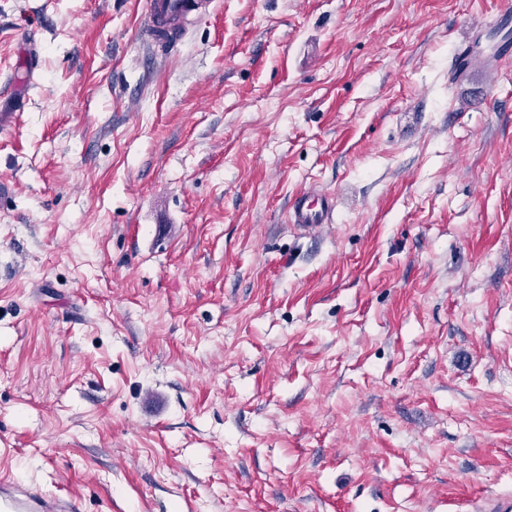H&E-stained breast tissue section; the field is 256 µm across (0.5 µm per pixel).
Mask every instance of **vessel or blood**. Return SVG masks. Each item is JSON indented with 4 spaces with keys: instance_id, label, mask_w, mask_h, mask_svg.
Masks as SVG:
<instances>
[{
    "instance_id": "vessel-or-blood-1",
    "label": "vessel or blood",
    "mask_w": 512,
    "mask_h": 512,
    "mask_svg": "<svg viewBox=\"0 0 512 512\" xmlns=\"http://www.w3.org/2000/svg\"><path fill=\"white\" fill-rule=\"evenodd\" d=\"M210 0H148L143 32L158 52H165L185 35L189 17L205 12ZM336 201L332 194L302 191L295 194L288 208L291 223L314 233L332 223ZM72 499L47 494L14 479L0 475V512H77Z\"/></svg>"
}]
</instances>
